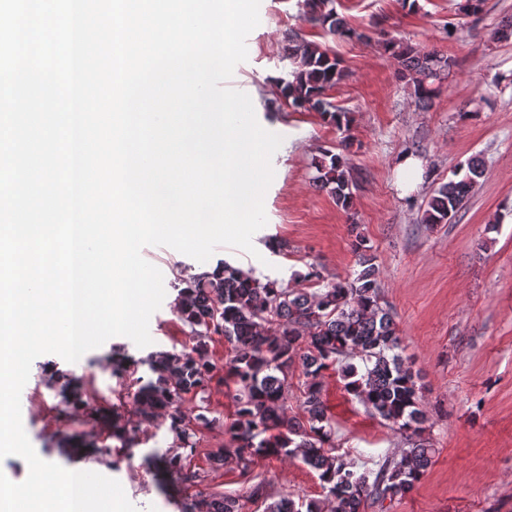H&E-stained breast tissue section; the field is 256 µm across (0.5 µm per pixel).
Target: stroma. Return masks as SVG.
Listing matches in <instances>:
<instances>
[{"mask_svg": "<svg viewBox=\"0 0 512 512\" xmlns=\"http://www.w3.org/2000/svg\"><path fill=\"white\" fill-rule=\"evenodd\" d=\"M461 2L416 0L409 10L400 0H335L337 14L356 32L346 39L306 20L300 0H261L248 58L228 82L250 96L259 124L283 138L264 198L267 223L253 237L256 252L221 247L200 263L166 246L145 247L142 255L162 272L166 291L150 318L152 344L140 348L117 336L75 363L54 354L36 358L22 422L39 457L117 479L138 512H177L174 498L214 493L243 496L244 512H264L266 499L249 495L256 485L299 503L324 501L317 473L300 460L263 457L246 470L211 462V453L229 444L224 426L235 412L231 390L217 379L179 404L190 418L207 412L211 424L197 427L198 444L185 461L192 480L166 494L147 459L170 448L169 417L162 412L140 423L132 395L137 378L151 376L143 364L148 355L196 344L174 308L189 274L225 261L299 288L312 268L328 281L344 277L355 268L349 233L355 223L377 257L382 295L422 388L426 434L437 450L411 493L368 502L364 512H512V40L491 37L494 26L512 21V0H485L472 17L460 12ZM296 32L345 69L327 97L348 113V131L285 104L280 86L292 69L286 47ZM386 35L452 59L428 105L401 79L397 60L383 47ZM325 149L346 159L351 211L313 182ZM406 154L423 166L409 189L395 172ZM474 156L483 159L485 174L466 208L454 223H421L431 187L453 179ZM491 223L497 231H488ZM118 354L139 359L134 373L113 374ZM65 390L103 407L119 404L123 424L137 429L133 447L113 439L103 418L84 417L75 406L69 412L78 422L66 427L58 413ZM325 398L336 449L360 468H375L404 448L403 435L352 399L336 373L325 378Z\"/></svg>", "mask_w": 512, "mask_h": 512, "instance_id": "35a3bbf8", "label": "stroma"}]
</instances>
